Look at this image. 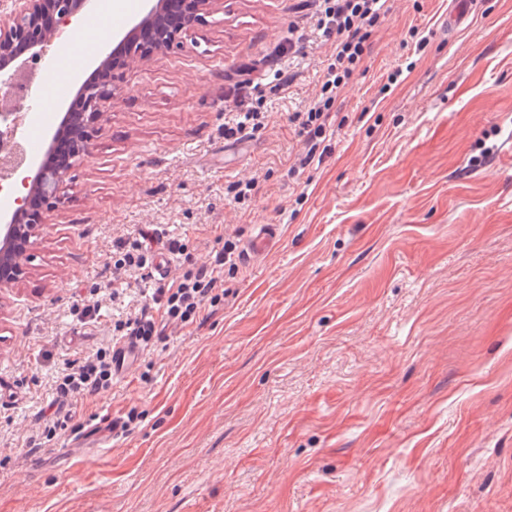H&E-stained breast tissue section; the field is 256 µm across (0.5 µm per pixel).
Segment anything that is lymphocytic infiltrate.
Masks as SVG:
<instances>
[{
  "label": "lymphocytic infiltrate",
  "instance_id": "1",
  "mask_svg": "<svg viewBox=\"0 0 512 512\" xmlns=\"http://www.w3.org/2000/svg\"><path fill=\"white\" fill-rule=\"evenodd\" d=\"M391 9L390 0H321L316 27L325 36L335 37L332 61L321 77L320 94L305 112L289 115L304 138L301 164L315 160L327 138L329 110L339 92L349 83L363 61L366 42L375 27ZM266 115L254 106L246 93H237L224 124L225 139L254 135L265 127ZM212 232L223 238L224 248L205 264H189L170 280L158 283L151 293V305L142 307L135 318L118 322L117 330L136 337L142 350H150L163 327L184 326L193 321L204 305H217L222 299L218 289L224 282V268L235 265L236 245L223 225L215 224ZM112 387V354L98 351L82 364L65 369L55 381V399L75 401L99 395Z\"/></svg>",
  "mask_w": 512,
  "mask_h": 512
}]
</instances>
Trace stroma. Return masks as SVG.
I'll return each instance as SVG.
<instances>
[{
    "label": "stroma",
    "mask_w": 512,
    "mask_h": 512,
    "mask_svg": "<svg viewBox=\"0 0 512 512\" xmlns=\"http://www.w3.org/2000/svg\"><path fill=\"white\" fill-rule=\"evenodd\" d=\"M478 2L452 34L449 0H393L331 108L329 156L296 172L288 115L331 54L317 32L284 50L312 0H215L125 69L0 297V512H512V0ZM247 79L266 127L228 141ZM212 224L281 240L46 438L56 377L156 284L113 275V253L148 225L155 253L179 238L201 264L223 247ZM131 411V431L83 440Z\"/></svg>",
    "instance_id": "35a3bbf8"
}]
</instances>
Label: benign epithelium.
Returning <instances> with one entry per match:
<instances>
[{"mask_svg": "<svg viewBox=\"0 0 512 512\" xmlns=\"http://www.w3.org/2000/svg\"><path fill=\"white\" fill-rule=\"evenodd\" d=\"M215 0H150L141 20L125 36L135 49L132 63L146 59L140 42H151L158 52L170 50L175 38L166 34L168 18L173 12L184 13L183 29L201 21ZM10 4L8 24H0V113L21 112L26 99L16 93L26 81L30 65L39 62L43 70L51 66L49 48L58 38L61 27L87 10L89 0H0V8ZM111 38H106L96 73V81L78 85L76 97L80 112L64 113L62 126L72 133L76 145L63 160L52 155L55 138H50L44 158L22 159L8 166L10 177L22 176L26 194L0 202V293L13 288L25 273L29 251L46 223L47 213L60 198L62 185L71 169L89 157V134L108 100L115 94L118 77L110 67Z\"/></svg>", "mask_w": 512, "mask_h": 512, "instance_id": "benign-epithelium-1", "label": "benign epithelium"}]
</instances>
